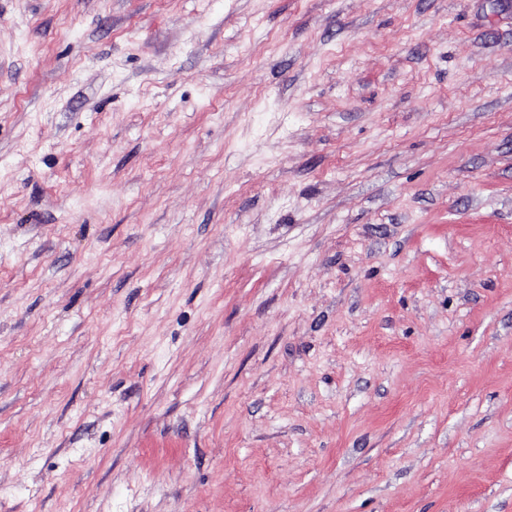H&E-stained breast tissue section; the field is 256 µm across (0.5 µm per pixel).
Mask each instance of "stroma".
Instances as JSON below:
<instances>
[{"mask_svg": "<svg viewBox=\"0 0 512 512\" xmlns=\"http://www.w3.org/2000/svg\"><path fill=\"white\" fill-rule=\"evenodd\" d=\"M0 512H512V0H0Z\"/></svg>", "mask_w": 512, "mask_h": 512, "instance_id": "1", "label": "stroma"}]
</instances>
